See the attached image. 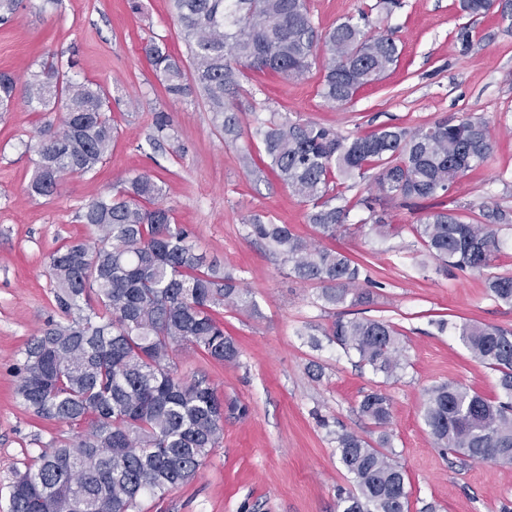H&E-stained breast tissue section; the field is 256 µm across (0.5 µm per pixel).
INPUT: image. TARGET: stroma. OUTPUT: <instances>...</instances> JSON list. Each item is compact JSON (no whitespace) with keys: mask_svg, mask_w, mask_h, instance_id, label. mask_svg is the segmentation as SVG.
Segmentation results:
<instances>
[{"mask_svg":"<svg viewBox=\"0 0 512 512\" xmlns=\"http://www.w3.org/2000/svg\"><path fill=\"white\" fill-rule=\"evenodd\" d=\"M375 2L309 0L320 30L366 11L368 34L394 31L399 58L382 81L334 105L320 95V65L297 82L251 72L234 102L244 126L285 116L347 136L481 118L495 150L453 185L448 207L475 224L495 209L512 220V25L495 12L468 16L459 0H397L387 13L375 10ZM140 3L135 13L128 0H23L0 25V72L23 85L48 55L74 59L72 78L106 89L120 131L95 173L69 177L58 195L40 197L27 191L36 160L30 146L44 122L59 121L63 107L36 112L18 99L0 111V489L59 432L35 424L14 394L21 349L55 314L48 256L91 238L77 218L86 203L147 173L161 182L165 205L191 229L198 251L233 272L257 312L219 311L239 349L236 363L219 365L192 349L179 353L181 372L207 377L223 395L224 440L193 481L163 500L143 499L141 512H340L337 491L353 490L354 483L339 461L336 434L347 430L377 442L382 430L358 412L375 389L391 398L385 431L405 472L409 512H512V465L445 456L423 421L424 391L438 383H463L488 398L498 393L497 372L471 357L457 327L477 321L512 329V306L485 288L489 276L512 275V224L481 274L446 269L417 243L412 226L425 214L422 200L402 206L377 199L378 214L394 229L386 240L351 231L321 240L351 258L367 257L373 301L365 314L402 335L396 376L375 374L329 342L334 313L324 308L318 285L290 276L278 255L249 237L246 222L260 214L318 238L307 205L266 164L243 165V154L262 155L260 144L225 141L200 94L166 93L143 46L155 40L183 61L188 48L169 0ZM464 27L465 44L458 38ZM160 111L173 118L167 138L153 125ZM313 365L321 377L312 376Z\"/></svg>","mask_w":512,"mask_h":512,"instance_id":"1","label":"stroma"}]
</instances>
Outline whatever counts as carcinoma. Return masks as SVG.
<instances>
[{"instance_id":"1","label":"carcinoma","mask_w":512,"mask_h":512,"mask_svg":"<svg viewBox=\"0 0 512 512\" xmlns=\"http://www.w3.org/2000/svg\"><path fill=\"white\" fill-rule=\"evenodd\" d=\"M189 49L193 84L159 43L145 55L168 94L197 88L216 128L227 141L246 133L263 148L267 165L310 206L308 223L333 237L349 221L351 206L337 205L336 181L362 178L378 169L379 194L406 203L432 201L433 211L416 225L426 251L461 271L482 272L500 251L506 215L486 214L487 223L463 222L444 208L454 183L493 152L486 123L437 121L416 128L385 127L354 136L312 121L271 118L244 131L232 100L248 71H269L298 81L323 48L320 95L329 103L350 102L379 81L398 60L393 34L370 36L368 15L349 17L318 30L308 0H170ZM471 15L494 10L512 21V0H460ZM73 62L47 59L24 87L33 108L64 103L56 125L37 134L34 176L28 191L50 197L74 175L102 164L117 127L105 112L104 88L69 76ZM16 95V81L0 73V110ZM163 186L139 174L87 205L79 215L94 228L93 243L77 242L49 257L58 318L31 336L16 367L15 393L37 419L72 429L52 437L8 485L7 512H135L138 500L163 496L194 479L224 439V398L205 378L181 374L176 355L194 349L218 363H233L239 350L215 317L222 307L253 310L249 292L234 275L206 263L191 233L159 202ZM357 204L369 212L358 230L384 240L391 225L375 215L372 199ZM249 236L274 248L297 279L321 287L328 307L372 302L355 288L364 261L316 245L288 224L253 215ZM486 288L512 305V276H492ZM459 339L474 360L499 374V394L488 400L455 382L425 392L423 420L444 454L512 465V332L464 322ZM332 341L376 373L393 376L403 352L400 333L384 321L342 316L328 331ZM362 416L378 427L391 417V399L364 395ZM355 433L336 434L339 459L357 493L339 495L342 512H408L402 467Z\"/></svg>"}]
</instances>
